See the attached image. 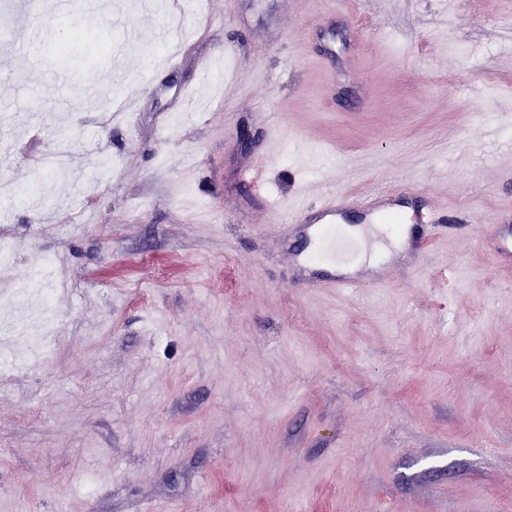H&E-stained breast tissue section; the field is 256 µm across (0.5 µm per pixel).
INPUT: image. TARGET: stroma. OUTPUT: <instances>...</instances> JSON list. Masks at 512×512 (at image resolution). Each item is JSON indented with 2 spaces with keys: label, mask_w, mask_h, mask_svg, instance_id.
I'll use <instances>...</instances> for the list:
<instances>
[{
  "label": "stroma",
  "mask_w": 512,
  "mask_h": 512,
  "mask_svg": "<svg viewBox=\"0 0 512 512\" xmlns=\"http://www.w3.org/2000/svg\"><path fill=\"white\" fill-rule=\"evenodd\" d=\"M25 2L0 0V170L75 138L47 203L0 200V326L47 256L67 281L52 359L0 373V512H512V270L471 230L512 219V0H82L41 17L70 56ZM170 11L172 69L124 39ZM133 89V125L102 124ZM330 171L423 187L418 271L294 286L263 204Z\"/></svg>",
  "instance_id": "obj_1"
}]
</instances>
